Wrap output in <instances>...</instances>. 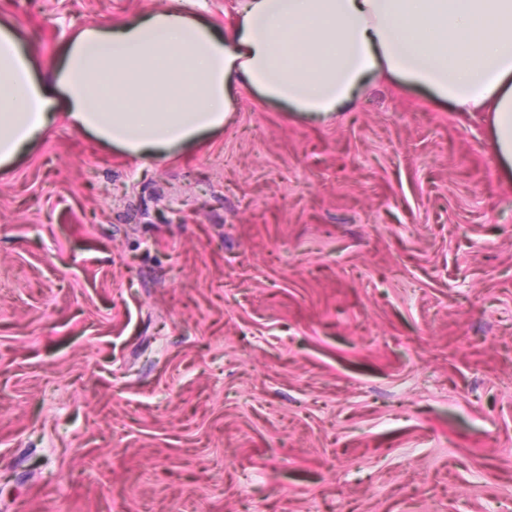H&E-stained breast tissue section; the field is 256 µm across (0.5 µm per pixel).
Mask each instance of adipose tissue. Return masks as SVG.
<instances>
[{
    "instance_id": "1",
    "label": "adipose tissue",
    "mask_w": 512,
    "mask_h": 512,
    "mask_svg": "<svg viewBox=\"0 0 512 512\" xmlns=\"http://www.w3.org/2000/svg\"><path fill=\"white\" fill-rule=\"evenodd\" d=\"M375 77L490 116L512 169V0H239L220 29L184 7L69 36L49 74L0 20V170L57 119L139 161L188 153L223 129L238 88L300 116L330 117Z\"/></svg>"
}]
</instances>
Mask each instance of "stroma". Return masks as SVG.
<instances>
[{
	"label": "stroma",
	"instance_id": "obj_1",
	"mask_svg": "<svg viewBox=\"0 0 512 512\" xmlns=\"http://www.w3.org/2000/svg\"><path fill=\"white\" fill-rule=\"evenodd\" d=\"M175 0H0L39 69ZM512 512V175L483 112L247 89L191 153L0 172V512Z\"/></svg>",
	"mask_w": 512,
	"mask_h": 512
}]
</instances>
